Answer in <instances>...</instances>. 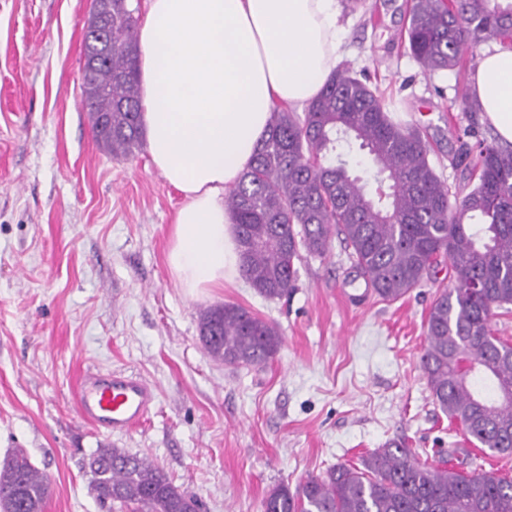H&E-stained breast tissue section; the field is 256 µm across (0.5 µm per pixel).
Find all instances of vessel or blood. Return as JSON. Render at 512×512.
Segmentation results:
<instances>
[{"mask_svg":"<svg viewBox=\"0 0 512 512\" xmlns=\"http://www.w3.org/2000/svg\"><path fill=\"white\" fill-rule=\"evenodd\" d=\"M154 391L141 378L115 373L84 374L77 393L79 416L112 433H123L139 423L149 413Z\"/></svg>","mask_w":512,"mask_h":512,"instance_id":"1","label":"vessel or blood"}]
</instances>
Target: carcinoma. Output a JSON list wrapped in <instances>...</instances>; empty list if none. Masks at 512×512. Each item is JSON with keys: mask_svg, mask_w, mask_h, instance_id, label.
Wrapping results in <instances>:
<instances>
[{"mask_svg": "<svg viewBox=\"0 0 512 512\" xmlns=\"http://www.w3.org/2000/svg\"><path fill=\"white\" fill-rule=\"evenodd\" d=\"M139 8L112 0L105 60L81 81L85 101L111 120L91 122L116 159L144 144ZM404 38L429 72L476 58L483 43L512 47V0H408ZM112 86V102L102 91ZM470 126L458 162L472 183L451 192L429 161L421 131L388 115L385 101L349 67L336 69L303 115L276 107L253 164L224 197L241 249V271L261 296L287 297L302 254L323 258L342 239L367 287L396 301L443 263L453 286L438 291L426 320L420 358L435 405L459 423L467 441L512 454V343L494 334V310L512 304V146L482 137L480 105L463 96ZM367 151L375 175L390 184L371 193L340 152ZM199 339L208 355L234 367H263L282 338L277 324L233 304L204 309ZM389 444L340 463L295 487H274L260 512H512V479L473 461L471 474ZM102 507L117 512H199L197 499L159 465L121 448H98L83 460ZM51 480L21 449L0 464V512H42Z\"/></svg>", "mask_w": 512, "mask_h": 512, "instance_id": "carcinoma-1", "label": "carcinoma"}]
</instances>
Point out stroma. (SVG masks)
Here are the masks:
<instances>
[{"label":"stroma","instance_id":"35a3bbf8","mask_svg":"<svg viewBox=\"0 0 512 512\" xmlns=\"http://www.w3.org/2000/svg\"><path fill=\"white\" fill-rule=\"evenodd\" d=\"M91 0H0V460L24 449L51 479L44 512H101L79 467L109 446L149 458L204 512H260L296 485L392 440L455 448L466 438L432 402L420 365L433 298L448 269L387 302L333 240L297 261L288 298L245 277L197 294L179 288L167 252L180 193L147 150L113 159L81 97ZM407 0L341 8L346 63L392 117L417 127L452 190L468 119L469 70L425 71L400 33ZM233 302L274 321L282 346L265 367L213 361L199 312ZM124 372L155 390L146 419L113 434L82 420L86 372Z\"/></svg>","mask_w":512,"mask_h":512}]
</instances>
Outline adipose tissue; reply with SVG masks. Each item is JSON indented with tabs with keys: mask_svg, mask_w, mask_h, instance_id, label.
Masks as SVG:
<instances>
[{
	"mask_svg": "<svg viewBox=\"0 0 512 512\" xmlns=\"http://www.w3.org/2000/svg\"><path fill=\"white\" fill-rule=\"evenodd\" d=\"M140 43L150 161L182 196L168 265L189 293L220 288L241 270L224 194L273 106L306 107L342 60L337 0H146ZM471 95L512 144V48L482 56Z\"/></svg>",
	"mask_w": 512,
	"mask_h": 512,
	"instance_id": "ef3b65f1",
	"label": "adipose tissue"
}]
</instances>
